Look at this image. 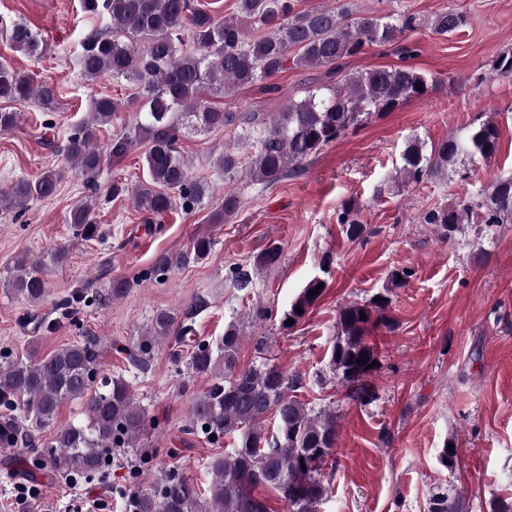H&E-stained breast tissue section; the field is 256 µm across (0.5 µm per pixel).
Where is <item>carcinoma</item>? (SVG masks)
Instances as JSON below:
<instances>
[{"label": "carcinoma", "instance_id": "obj_1", "mask_svg": "<svg viewBox=\"0 0 512 512\" xmlns=\"http://www.w3.org/2000/svg\"><path fill=\"white\" fill-rule=\"evenodd\" d=\"M87 12H102L111 25L90 32L81 41L83 76L96 80L108 76L139 89L131 99L99 97L91 112L69 136L65 154L71 171L81 177L85 197L69 214L75 235L96 236V194L103 162L118 163L146 137V178L129 189L112 184V196L133 191L136 206L154 216L181 207L189 210L209 195L206 181L193 174L179 150L183 130H229L234 141L224 146L219 165L224 179L234 181L245 174L264 186L296 176L306 163L329 145L341 140L374 117L392 112L410 98L434 89L437 81L417 71L406 60L417 49L399 47L405 63L398 66L343 73V60L369 45H394L416 19L402 14L368 15L355 0H337L335 6L301 9L298 0H235L236 14L219 18L193 0H82ZM467 16L448 10L428 21L440 36L460 31ZM11 49L34 55L46 43L39 32L22 22L7 27ZM295 67L324 68L328 81L308 87L301 97L289 95L280 112L233 111L218 108L213 96L228 98L254 85L266 93L281 91L273 82ZM493 71L512 77V49L493 61ZM32 100L44 112L58 108L57 87L38 82L29 73L0 62V97ZM136 106L135 123L112 135L105 148L97 146L100 128L113 117ZM499 130L485 120L467 130L462 138L448 137L431 149L417 139L407 141L397 177L407 184L420 183L442 174L467 159L495 156ZM64 176L55 168L44 170L35 180L21 179L0 191V211H13L34 199L53 196ZM241 200L234 192L224 194L215 220L233 215ZM354 204L347 202L338 217L346 236L355 241L365 233L357 221ZM481 223L512 224V176L496 180L490 189L448 208L425 212L439 238L454 236L459 225L474 215ZM215 246L212 237L192 239L186 249L160 254L145 279H162L173 270L205 259ZM67 251L57 247L39 258L21 255L3 281L6 292L38 304L49 293L47 273L63 263ZM282 249L275 243L253 257L256 269L274 270L281 263ZM228 280L241 290L254 285L243 265L229 268ZM324 279H311L289 308L282 313L257 304L247 319L258 325L288 319L299 323L323 294L312 296ZM80 291L61 303L65 314L78 315L102 299ZM389 293L361 304L342 306L336 316V336L329 352V368L336 383L347 388L348 398L362 404L374 398L367 383V366L378 360V350L367 342L369 331L384 322ZM206 306L196 299L181 313L157 312L136 342L127 350L128 369L143 373L153 351L174 325H179V343L187 347L188 371L211 380L193 400L187 430L209 438L228 437L232 448L209 464L212 475L209 494L201 496L186 479L169 476L155 491L131 498L129 512H271L268 499L254 494L261 487L288 504L290 512H314L328 494L323 469L336 447V413L315 411L301 402L295 391L301 381L288 376L266 358L242 366L239 350L245 340L243 324L233 319L224 325V335L206 340L194 336V318ZM303 313H298V310ZM98 339L83 340L37 357L30 349L23 356H6L0 362V446L31 447L25 423L51 426L40 442L36 466L48 469L62 480L79 483L104 473L115 453L144 447L148 436L147 411L136 398L124 374L112 375L98 365ZM79 399L85 418L55 425L66 400ZM428 512H462L458 499L440 488L429 498Z\"/></svg>", "mask_w": 512, "mask_h": 512}]
</instances>
